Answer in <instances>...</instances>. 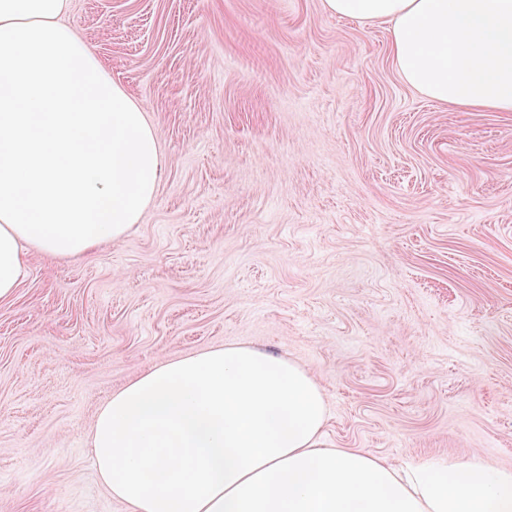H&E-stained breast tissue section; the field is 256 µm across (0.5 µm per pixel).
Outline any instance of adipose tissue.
I'll use <instances>...</instances> for the list:
<instances>
[{"instance_id": "1", "label": "adipose tissue", "mask_w": 512, "mask_h": 512, "mask_svg": "<svg viewBox=\"0 0 512 512\" xmlns=\"http://www.w3.org/2000/svg\"><path fill=\"white\" fill-rule=\"evenodd\" d=\"M382 20L403 80L463 109L512 112V0H324ZM70 0H0V303L29 254L121 240L165 166L132 96L63 21ZM311 370L248 346L151 367L87 440L130 512H512V470L475 456L402 467L325 440Z\"/></svg>"}]
</instances>
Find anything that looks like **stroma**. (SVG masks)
<instances>
[{
    "label": "stroma",
    "mask_w": 512,
    "mask_h": 512,
    "mask_svg": "<svg viewBox=\"0 0 512 512\" xmlns=\"http://www.w3.org/2000/svg\"><path fill=\"white\" fill-rule=\"evenodd\" d=\"M142 108L155 197L0 303V512H128L85 443L155 364L247 345L313 370L326 437L512 469V112L403 82L323 0H71Z\"/></svg>",
    "instance_id": "1"
}]
</instances>
